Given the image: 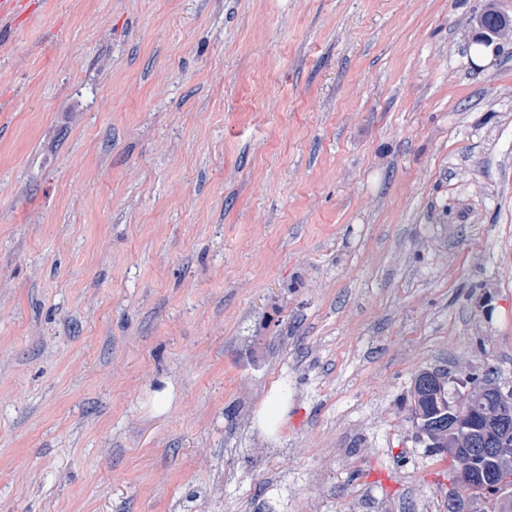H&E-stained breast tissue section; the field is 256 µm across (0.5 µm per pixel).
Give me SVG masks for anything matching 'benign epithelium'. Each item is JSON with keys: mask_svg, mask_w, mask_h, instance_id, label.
<instances>
[{"mask_svg": "<svg viewBox=\"0 0 512 512\" xmlns=\"http://www.w3.org/2000/svg\"><path fill=\"white\" fill-rule=\"evenodd\" d=\"M470 44H479L496 52L503 40H512V16L492 11L489 24L477 21ZM488 394L496 411L488 416L487 429L480 435L464 431L460 422L470 411L473 400ZM512 389L480 383L448 404V461L459 478L474 491L484 487L495 490L503 500L512 501Z\"/></svg>", "mask_w": 512, "mask_h": 512, "instance_id": "1", "label": "benign epithelium"}]
</instances>
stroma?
Wrapping results in <instances>:
<instances>
[{"label":"stroma","instance_id":"1","mask_svg":"<svg viewBox=\"0 0 512 512\" xmlns=\"http://www.w3.org/2000/svg\"><path fill=\"white\" fill-rule=\"evenodd\" d=\"M491 6L0 16V512L481 508L409 389L512 386V41L466 50ZM285 416L283 397L278 390H273L258 413V422L263 427L273 429L285 419ZM270 425L273 427L270 428Z\"/></svg>","mask_w":512,"mask_h":512}]
</instances>
